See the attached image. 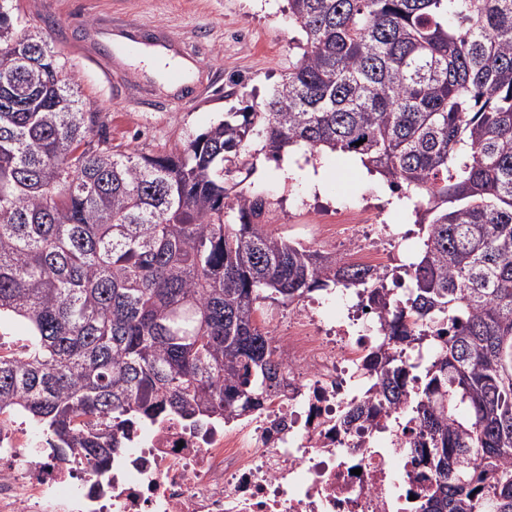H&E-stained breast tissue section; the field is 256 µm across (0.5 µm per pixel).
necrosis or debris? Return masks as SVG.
Wrapping results in <instances>:
<instances>
[{
	"label": "necrosis or debris",
	"mask_w": 512,
	"mask_h": 512,
	"mask_svg": "<svg viewBox=\"0 0 512 512\" xmlns=\"http://www.w3.org/2000/svg\"><path fill=\"white\" fill-rule=\"evenodd\" d=\"M340 316L297 303L273 339L287 384L254 421L164 418L119 432L108 472L61 460L0 414V512H414L433 476L426 436L401 414L343 426L384 344L383 313L338 289Z\"/></svg>",
	"instance_id": "1"
}]
</instances>
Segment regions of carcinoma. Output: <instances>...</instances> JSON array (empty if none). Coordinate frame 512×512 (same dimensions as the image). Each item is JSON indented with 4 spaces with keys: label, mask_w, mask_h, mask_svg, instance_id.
<instances>
[{
    "label": "carcinoma",
    "mask_w": 512,
    "mask_h": 512,
    "mask_svg": "<svg viewBox=\"0 0 512 512\" xmlns=\"http://www.w3.org/2000/svg\"><path fill=\"white\" fill-rule=\"evenodd\" d=\"M299 62L269 99L169 151L116 150L42 40L0 4V411L92 472L112 430L238 420L287 375L256 315L362 287L391 320L371 394L429 441L418 512H512V0H288ZM363 141L357 146L355 142ZM354 153L415 199L426 237L400 298L372 272L267 229L230 192L254 143ZM429 342L417 385L403 351Z\"/></svg>",
    "instance_id": "obj_1"
}]
</instances>
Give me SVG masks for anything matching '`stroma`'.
<instances>
[{
	"instance_id": "35a3bbf8",
	"label": "stroma",
	"mask_w": 512,
	"mask_h": 512,
	"mask_svg": "<svg viewBox=\"0 0 512 512\" xmlns=\"http://www.w3.org/2000/svg\"><path fill=\"white\" fill-rule=\"evenodd\" d=\"M25 29L64 62L66 78L87 109L99 113L112 145L158 152L203 133L225 113L262 102L298 60L302 33L287 0H13ZM133 31L140 42L167 35L178 56L196 66L194 81L217 74L203 98L178 102L167 77L149 74L132 51L104 33ZM276 162L252 154L243 183L274 202L270 230L324 253H343L348 232L327 230L330 213L365 210L368 243L392 246L383 225L407 232L400 250L410 260L419 234L415 216L389 197L386 179L352 156L321 151L296 158L287 179ZM321 186H313L314 175Z\"/></svg>"
}]
</instances>
